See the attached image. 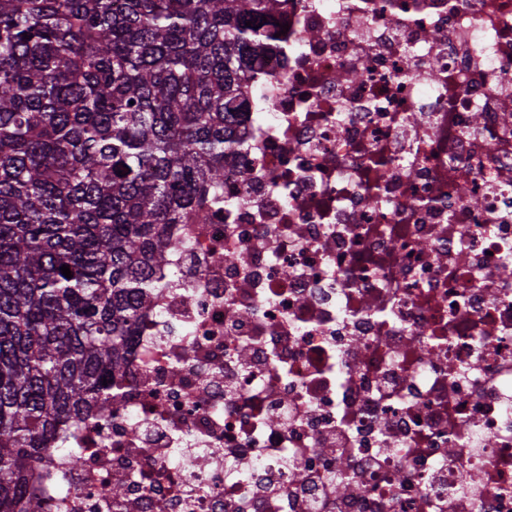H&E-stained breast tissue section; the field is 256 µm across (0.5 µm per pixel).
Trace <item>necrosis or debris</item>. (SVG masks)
Segmentation results:
<instances>
[{
	"label": "necrosis or debris",
	"mask_w": 512,
	"mask_h": 512,
	"mask_svg": "<svg viewBox=\"0 0 512 512\" xmlns=\"http://www.w3.org/2000/svg\"><path fill=\"white\" fill-rule=\"evenodd\" d=\"M277 20L45 512H512V0Z\"/></svg>",
	"instance_id": "necrosis-or-debris-1"
}]
</instances>
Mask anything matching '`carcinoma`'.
I'll list each match as a JSON object with an SVG mask.
<instances>
[{
	"label": "carcinoma",
	"mask_w": 512,
	"mask_h": 512,
	"mask_svg": "<svg viewBox=\"0 0 512 512\" xmlns=\"http://www.w3.org/2000/svg\"><path fill=\"white\" fill-rule=\"evenodd\" d=\"M286 2L0 0V512H44L33 471L120 404L170 225L220 202Z\"/></svg>",
	"instance_id": "cac0c4a2"
}]
</instances>
